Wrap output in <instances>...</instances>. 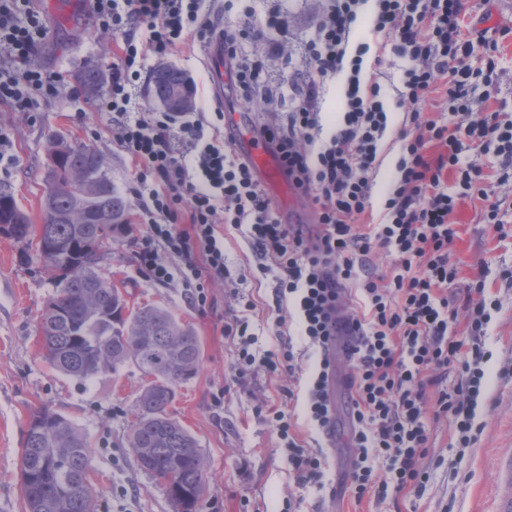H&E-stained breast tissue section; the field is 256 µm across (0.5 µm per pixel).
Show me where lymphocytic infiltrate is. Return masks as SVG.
<instances>
[{"label":"lymphocytic infiltrate","mask_w":512,"mask_h":512,"mask_svg":"<svg viewBox=\"0 0 512 512\" xmlns=\"http://www.w3.org/2000/svg\"><path fill=\"white\" fill-rule=\"evenodd\" d=\"M31 2L0 0V107L18 112L35 111L58 91L52 76L33 63L46 27ZM367 5L372 34L407 61L403 87L413 106L414 133L396 163L383 222L364 227L360 221L370 207L379 145L390 121L380 84L364 78L367 66L381 68L384 60L378 55L366 61V44L351 43ZM224 10L237 12L242 24H215L208 0H92L100 27L124 36L112 61L110 90L98 108L112 116L115 145L138 164L136 195L145 231L137 261L160 285L177 276L198 283L220 279L225 268L220 227L245 225L260 258L278 271V300L292 301L303 336L321 354L305 400L307 418L318 432L336 425L327 390L332 315L342 314L356 336L349 353L355 456L347 475L354 498L382 501L391 494L422 492L429 480L422 465L430 440L428 417L450 418L461 447L474 439L491 357L486 327L498 308L483 281L472 283L463 291L467 333L454 335L458 309L448 294L458 280L451 247L459 236L453 219L459 200L481 199L482 223L498 238L507 236L502 202L489 193L485 167L474 158L479 146L495 143L499 177L512 174V120L495 111H474L471 97L475 78L494 82V65L479 70L472 64L478 50L492 46L489 17L465 25L466 0H328L304 43L303 83L286 123L259 127L288 181L312 201L313 226L307 229L272 210L250 161L232 149L233 123L208 140L203 118L180 123L170 112L131 110L143 49L165 57L188 42L217 36L240 95L270 102L274 79L252 61L245 45L270 41L272 33L282 31L281 8L274 5L260 14L252 0H224ZM339 74L344 77L340 115L326 136L319 98ZM436 92L448 105L447 118H429L419 110ZM432 146L440 149L433 159L427 156ZM380 250L394 258L390 274H375L367 265ZM354 282L361 290L357 304L348 292ZM275 327L282 347L259 358L247 318L236 315L224 325L238 353L236 374L258 362L274 374L298 370L286 341V319L277 318ZM454 363L462 379L454 389L442 388L439 373ZM271 415L296 484L319 483L326 455L301 440L292 412L275 409ZM381 458L389 463L385 478L374 467Z\"/></svg>","instance_id":"1"}]
</instances>
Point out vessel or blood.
<instances>
[{
    "label": "vessel or blood",
    "mask_w": 512,
    "mask_h": 512,
    "mask_svg": "<svg viewBox=\"0 0 512 512\" xmlns=\"http://www.w3.org/2000/svg\"><path fill=\"white\" fill-rule=\"evenodd\" d=\"M223 56L222 40H214L208 48V59L213 93L219 100L224 97V69L221 65ZM234 123L238 130L234 144L235 152L250 160L258 183L274 191L279 196L284 209H291L295 190L284 177L277 157L270 152L261 138L251 132V121L248 116H238Z\"/></svg>",
    "instance_id": "b4317fda"
}]
</instances>
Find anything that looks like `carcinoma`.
<instances>
[{
    "label": "carcinoma",
    "mask_w": 512,
    "mask_h": 512,
    "mask_svg": "<svg viewBox=\"0 0 512 512\" xmlns=\"http://www.w3.org/2000/svg\"><path fill=\"white\" fill-rule=\"evenodd\" d=\"M188 83L182 70L162 66L151 77V92L165 99ZM62 152L63 169L77 177L100 176L67 188L45 186L42 221L32 222L21 208L20 223L9 237L41 257V248L58 243L64 257L46 265L54 280L50 301L38 321L42 357L55 370L88 380L115 373L126 362L136 364L150 381L135 400L129 448L135 465L156 477L171 476L182 491L193 494L206 482V461L196 438L168 407L175 388L193 378L202 361L193 330L167 309L144 305L128 310L119 288L105 275L101 262L107 242L98 225L83 216L112 217V233L128 228V200L108 176L106 157L87 144L51 141ZM109 316L104 323L89 319L93 308ZM91 450L81 430L67 417L42 407L33 413L20 454L25 512H96L98 491L90 479Z\"/></svg>",
    "instance_id": "cac0c4a2"
}]
</instances>
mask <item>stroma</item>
Instances as JSON below:
<instances>
[{"label": "stroma", "instance_id": "obj_1", "mask_svg": "<svg viewBox=\"0 0 512 512\" xmlns=\"http://www.w3.org/2000/svg\"><path fill=\"white\" fill-rule=\"evenodd\" d=\"M326 5V0H284L288 28L279 36L281 51L256 44L249 48L252 59L278 77L296 73L302 66V42ZM489 7L496 29L499 81L488 107L512 116V0H490ZM117 44V38L98 30L92 18L70 28L51 22L35 62L59 77L60 93L31 115L0 108V128L11 135L14 154L12 163L0 164V187L9 188L21 209L37 223L53 135L92 145L107 156L108 174L129 201L133 232L113 236L103 269L117 287L125 289L131 304L167 308L188 323L201 342L200 370L177 386L170 407L171 414L197 439L208 462L200 512H498L499 504L512 498V486L505 481L512 465V283L500 277L503 268L512 267V237H494L479 222L480 201L461 200L456 211L460 233L452 246L459 283L484 280L488 293L500 302L487 332L486 345L492 353L487 398L476 410L471 447H457L453 429L443 417L430 424L431 439L423 460L430 479L423 493L381 503L372 498L355 501L341 485L345 465L334 463L322 484L296 487L266 409L287 404V390L305 393L318 353L294 324L290 332L300 371L272 376L257 368L242 377L233 376L234 348L221 333L225 320L241 313L247 300H255L257 308L249 318L256 339L252 350L260 355L278 346L274 320L292 313L293 306L278 303L274 274L258 271L252 245L232 226L224 228L226 274L205 282V306L189 302L190 288L182 279L160 286L139 268L135 251L142 226L134 194L136 167L113 143L110 115L96 108L110 85ZM203 50V43L196 41L165 58L147 54L136 90L137 107L160 111V104L150 96V79L155 68L168 64L188 77L196 111L210 116L220 106L255 121L285 120L289 99L285 85L278 88V99L272 105L246 102L231 88L225 89L223 104H215ZM382 55L386 63L377 80L391 116L371 197L377 220L383 215L386 191L401 152L407 113L401 104L406 62L388 49ZM90 65L98 66L103 74L92 93L78 80ZM52 294L53 285L42 262L0 235V512H24L20 451L30 415L40 406L66 415L89 439L98 512H172L164 488L137 468L129 452V412L146 381L143 372L129 362L118 373L81 381L50 368L39 354L36 326Z\"/></svg>", "mask_w": 512, "mask_h": 512}]
</instances>
